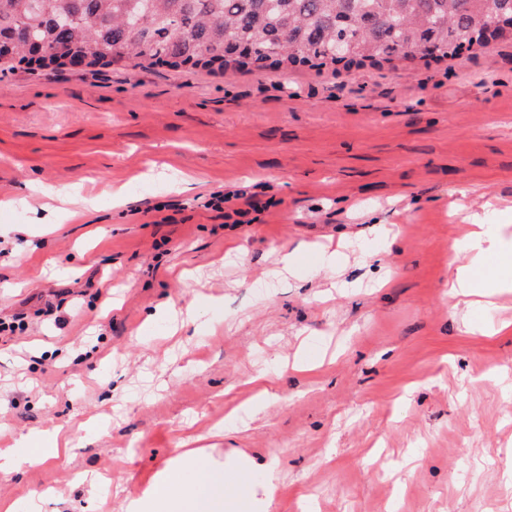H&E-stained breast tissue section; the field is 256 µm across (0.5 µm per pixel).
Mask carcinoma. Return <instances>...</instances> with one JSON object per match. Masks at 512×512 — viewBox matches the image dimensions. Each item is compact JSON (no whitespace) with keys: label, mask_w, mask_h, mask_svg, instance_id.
<instances>
[{"label":"carcinoma","mask_w":512,"mask_h":512,"mask_svg":"<svg viewBox=\"0 0 512 512\" xmlns=\"http://www.w3.org/2000/svg\"><path fill=\"white\" fill-rule=\"evenodd\" d=\"M512 17V0H0V37L13 57L31 47L63 45L94 52L92 64L141 59L172 67L196 65L208 54L219 69L249 62L312 68L372 65L398 56L454 58L509 39L477 33V17ZM352 47L358 60L337 59Z\"/></svg>","instance_id":"carcinoma-1"}]
</instances>
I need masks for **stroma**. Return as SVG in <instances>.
Masks as SVG:
<instances>
[{
    "mask_svg": "<svg viewBox=\"0 0 512 512\" xmlns=\"http://www.w3.org/2000/svg\"><path fill=\"white\" fill-rule=\"evenodd\" d=\"M235 190L248 223L205 207ZM459 202L512 238L511 42L1 71L0 320L26 329L0 334V449L72 451L0 474V505L119 512L207 446L277 463L270 512H512V293L452 305ZM166 304L198 324L169 334ZM59 447L56 435L48 431L23 436L14 448L0 452V473L12 471L20 459L36 464L50 457H58L62 450Z\"/></svg>",
    "mask_w": 512,
    "mask_h": 512,
    "instance_id": "stroma-1",
    "label": "stroma"
}]
</instances>
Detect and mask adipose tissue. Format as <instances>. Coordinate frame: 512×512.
<instances>
[{"mask_svg":"<svg viewBox=\"0 0 512 512\" xmlns=\"http://www.w3.org/2000/svg\"><path fill=\"white\" fill-rule=\"evenodd\" d=\"M461 246L466 264L456 266L449 286L469 295L480 288H512V247L502 240L498 224L468 223ZM61 453L57 437L45 431L21 437L14 448L0 452V473L19 460L40 463ZM275 464L259 463L240 453L218 461L205 449H189L171 458L154 483L127 494L123 512H270L277 489Z\"/></svg>","mask_w":512,"mask_h":512,"instance_id":"1","label":"adipose tissue"}]
</instances>
